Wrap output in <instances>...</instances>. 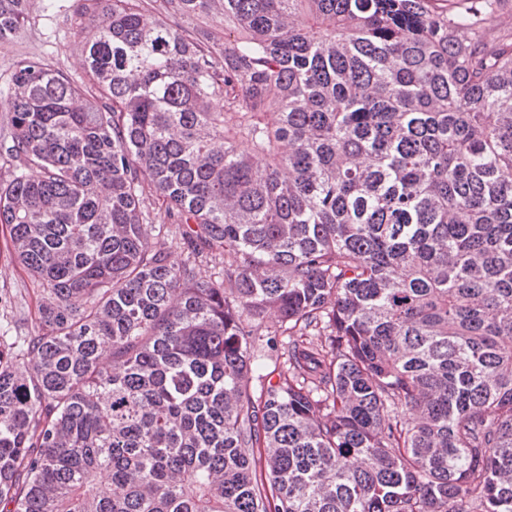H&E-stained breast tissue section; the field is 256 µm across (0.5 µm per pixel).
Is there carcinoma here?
Segmentation results:
<instances>
[{
    "label": "carcinoma",
    "instance_id": "1",
    "mask_svg": "<svg viewBox=\"0 0 512 512\" xmlns=\"http://www.w3.org/2000/svg\"><path fill=\"white\" fill-rule=\"evenodd\" d=\"M75 14L87 81L29 59L0 91L42 295L0 345V512H512L504 0ZM147 186L221 278L170 261Z\"/></svg>",
    "mask_w": 512,
    "mask_h": 512
}]
</instances>
